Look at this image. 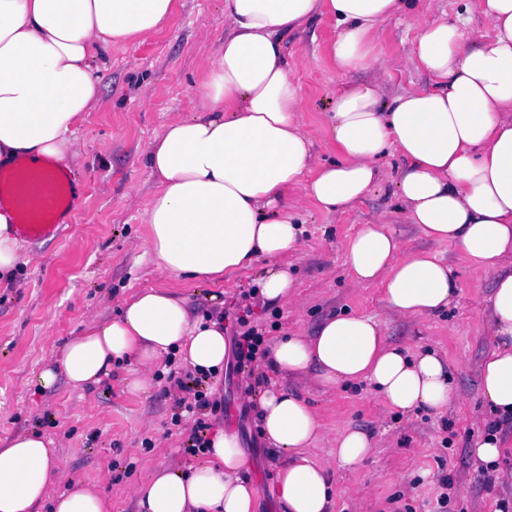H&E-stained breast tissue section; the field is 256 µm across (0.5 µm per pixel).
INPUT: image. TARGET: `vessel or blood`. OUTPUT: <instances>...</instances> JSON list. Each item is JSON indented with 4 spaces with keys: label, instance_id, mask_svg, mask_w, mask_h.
Instances as JSON below:
<instances>
[{
    "label": "vessel or blood",
    "instance_id": "b4317fda",
    "mask_svg": "<svg viewBox=\"0 0 512 512\" xmlns=\"http://www.w3.org/2000/svg\"><path fill=\"white\" fill-rule=\"evenodd\" d=\"M1 188L9 191L19 214L15 231L26 241L57 237L63 229L64 215L74 207L68 177L46 164L0 171Z\"/></svg>",
    "mask_w": 512,
    "mask_h": 512
}]
</instances>
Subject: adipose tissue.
Segmentation results:
<instances>
[{"label":"adipose tissue","instance_id":"1","mask_svg":"<svg viewBox=\"0 0 512 512\" xmlns=\"http://www.w3.org/2000/svg\"><path fill=\"white\" fill-rule=\"evenodd\" d=\"M175 0H0V168L52 164L65 172L78 155L73 136L99 102L92 62L115 46L157 32ZM404 0H224V40L193 115L170 120L151 141L154 188L144 209V244L159 270L216 281L260 265L258 293L274 307L295 281L283 260L299 252L305 229L288 214V190L333 213L369 195L389 151L406 161L396 181L408 223L452 245L476 272L494 273L486 318L493 346L480 367L492 413L512 420V0H485L488 31L465 39L435 19L415 37L405 67L424 70L430 87L380 102V77L336 97L326 127L337 158L316 163L298 108L283 38L319 13L336 20L337 68L369 63L379 25ZM358 284H380L392 315L422 319L446 310L457 284L448 263L406 251L385 222L362 226L346 245ZM175 354L194 371H223L224 324L192 316L185 299L149 289L124 300L117 317L93 319L35 378L41 389L65 378L96 387L114 365L135 361L132 391L146 390L152 367ZM267 365L323 390L369 384L391 410L447 408L452 388L435 352L392 345L371 317L328 316L314 335L276 336ZM260 439L276 460L277 512H333L332 473L311 458L323 425L304 399L269 388L259 401ZM203 459L187 471L155 469L135 491L137 512H258L248 480L254 460L238 433L216 425ZM340 467L357 469L373 451L358 429L336 435ZM57 453L37 432L0 447V512H110L108 499L79 480L55 491Z\"/></svg>","mask_w":512,"mask_h":512}]
</instances>
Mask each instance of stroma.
Masks as SVG:
<instances>
[{
    "label": "stroma",
    "instance_id": "1",
    "mask_svg": "<svg viewBox=\"0 0 512 512\" xmlns=\"http://www.w3.org/2000/svg\"><path fill=\"white\" fill-rule=\"evenodd\" d=\"M469 19L486 27L484 0H411L385 21L373 39L380 73L394 98L430 83L426 72L402 61L425 23L439 15ZM224 37V0H175L167 23L155 35L97 57L100 103L86 113L75 139L79 159L72 175L81 195L62 235L38 244L23 243L25 265L0 288V439L35 431L52 440L58 452L63 489L70 477L93 485L112 504V512H135L134 489L163 463L178 467L191 461L184 448L193 413L175 403L179 391L169 372L191 375L190 367L157 363L147 391L129 390L139 366L113 368L111 377L91 391L73 389L65 379L44 390L32 379L88 321L113 315L125 299L148 288L172 291L199 315L224 314V335L238 327L232 315L240 303L253 310L252 326L263 338L288 330L314 334L329 314L351 311L372 317L390 343L419 353L435 350L450 374L448 408L412 414L389 411L366 385L324 392L281 375L278 387L306 398L325 432L315 444V459L336 475L334 512H497L501 499H512V485L486 484V470L475 456L485 435L488 407L482 399L479 366L491 346L483 313L493 274L472 271L458 252L426 239L407 223L397 207L394 180L405 162L398 153L380 161L379 185L361 203L336 214L314 207L303 186L288 191V212L305 224L304 244L289 259L298 300L279 309H263L254 292L256 269L214 283L198 284L161 272L143 244V211L153 188L147 166L152 139L174 116L190 115L199 102L210 63L205 47ZM336 25L326 14L314 16L284 38L292 75L302 87L300 119L318 156H329L324 139L336 96L371 71L337 69L330 47ZM385 218L409 251L427 250L451 265L457 294L449 309L421 320L392 317L380 284H355L346 266L345 246L363 224ZM264 359L242 368L230 362L209 379L211 399L224 403L218 422L247 440L255 458L250 472L264 506H271L276 465L266 458L256 433V394L247 385L266 375ZM367 433L373 453L356 470L338 467L337 431ZM454 487L446 508L437 498L443 477Z\"/></svg>",
    "mask_w": 512,
    "mask_h": 512
}]
</instances>
